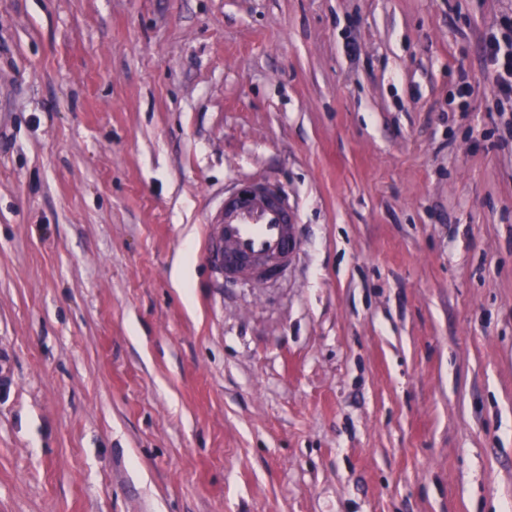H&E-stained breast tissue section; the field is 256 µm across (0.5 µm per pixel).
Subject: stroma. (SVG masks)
<instances>
[{"label": "stroma", "instance_id": "35a3bbf8", "mask_svg": "<svg viewBox=\"0 0 512 512\" xmlns=\"http://www.w3.org/2000/svg\"><path fill=\"white\" fill-rule=\"evenodd\" d=\"M512 0H0V512H512ZM298 210L266 288L226 189ZM499 26L506 32L502 40L495 32L489 33L484 44V64L493 73L494 96L512 103V16L502 17ZM296 213L288 198L263 181L224 192V204L207 220L211 265L224 279L256 287L288 274L295 258Z\"/></svg>", "mask_w": 512, "mask_h": 512}]
</instances>
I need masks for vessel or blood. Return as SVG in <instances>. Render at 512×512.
<instances>
[{"instance_id":"obj_1","label":"vessel or blood","mask_w":512,"mask_h":512,"mask_svg":"<svg viewBox=\"0 0 512 512\" xmlns=\"http://www.w3.org/2000/svg\"><path fill=\"white\" fill-rule=\"evenodd\" d=\"M295 220L287 197L266 182L225 191L223 206L207 221L213 268L258 286L286 276L295 258Z\"/></svg>"}]
</instances>
